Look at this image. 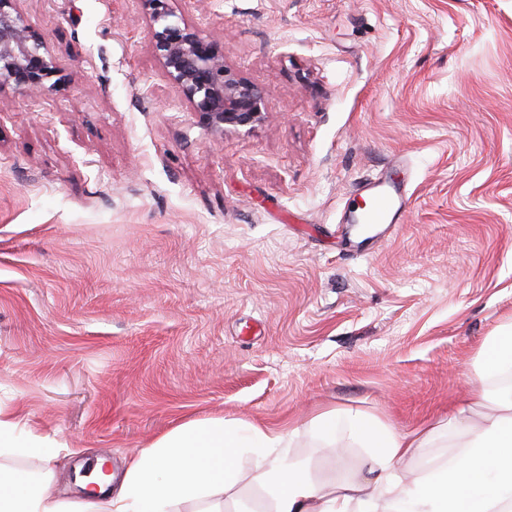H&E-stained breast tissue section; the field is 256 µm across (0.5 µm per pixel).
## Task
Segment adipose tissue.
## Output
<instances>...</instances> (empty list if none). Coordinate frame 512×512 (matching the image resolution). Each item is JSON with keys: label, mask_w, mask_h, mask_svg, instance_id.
<instances>
[{"label": "adipose tissue", "mask_w": 512, "mask_h": 512, "mask_svg": "<svg viewBox=\"0 0 512 512\" xmlns=\"http://www.w3.org/2000/svg\"><path fill=\"white\" fill-rule=\"evenodd\" d=\"M340 423L368 454L364 474L337 483H319L288 460L293 429L190 421L138 454L121 479L92 469L93 492L73 503L54 494L51 479L33 485L7 466V458L34 454L51 441L37 436L18 447L17 421L0 414V512H224L225 496L241 481L240 456L256 447L264 450L257 478L271 488L261 512H512V390L493 401L478 390L458 404L447 427L464 433L462 452L414 480L401 464L430 447L433 430L381 429L348 410L313 420L330 441Z\"/></svg>", "instance_id": "obj_1"}]
</instances>
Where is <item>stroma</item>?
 Masks as SVG:
<instances>
[{"label":"stroma","instance_id":"35a3bbf8","mask_svg":"<svg viewBox=\"0 0 512 512\" xmlns=\"http://www.w3.org/2000/svg\"><path fill=\"white\" fill-rule=\"evenodd\" d=\"M262 91L215 135L167 77L141 0H19L63 69L0 89V411L50 461L112 472L189 420L298 428L314 480L355 475L330 409L447 420L512 322V0H173ZM409 200L358 225L366 179Z\"/></svg>","mask_w":512,"mask_h":512}]
</instances>
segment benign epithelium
I'll list each match as a JSON object with an SVG mask.
<instances>
[{
    "mask_svg": "<svg viewBox=\"0 0 512 512\" xmlns=\"http://www.w3.org/2000/svg\"><path fill=\"white\" fill-rule=\"evenodd\" d=\"M151 39L168 77L212 133L253 127L264 117L263 94L236 77L212 39L190 28L172 0H142ZM60 68L44 37L24 19L17 0H0V87L21 95L44 94L61 82Z\"/></svg>",
    "mask_w": 512,
    "mask_h": 512,
    "instance_id": "benign-epithelium-1",
    "label": "benign epithelium"
}]
</instances>
